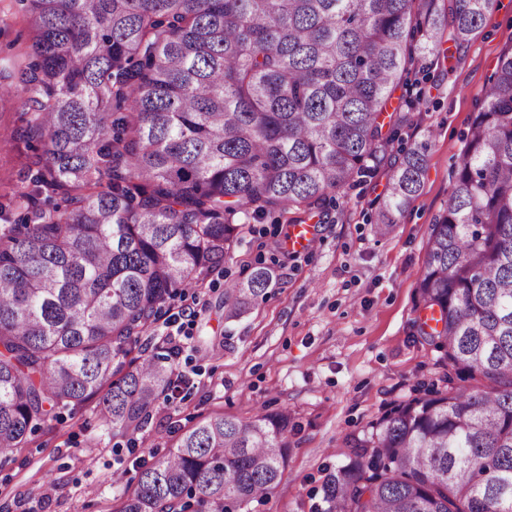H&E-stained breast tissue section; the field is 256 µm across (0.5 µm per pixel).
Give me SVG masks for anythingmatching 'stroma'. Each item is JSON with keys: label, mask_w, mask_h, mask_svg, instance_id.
Returning <instances> with one entry per match:
<instances>
[{"label": "stroma", "mask_w": 512, "mask_h": 512, "mask_svg": "<svg viewBox=\"0 0 512 512\" xmlns=\"http://www.w3.org/2000/svg\"><path fill=\"white\" fill-rule=\"evenodd\" d=\"M509 44L512 0H502L467 48L449 49L395 91L417 105L400 122L401 147L427 140L431 150L424 188L390 235L375 232L383 163L325 200L307 249L286 246L298 209L244 225L230 256L200 287L170 299L143 334L149 345L179 347L174 367L190 380L182 398L159 397L147 424L123 438L92 408L63 412L0 468V512H115L134 459L164 455L181 430L213 412L248 420L261 410L288 412L296 428L281 484L242 512H316L347 439L445 371L440 351L417 332L416 285L478 96ZM259 264L275 273L267 298L226 318V284Z\"/></svg>", "instance_id": "obj_1"}]
</instances>
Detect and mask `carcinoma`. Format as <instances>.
<instances>
[{
    "mask_svg": "<svg viewBox=\"0 0 512 512\" xmlns=\"http://www.w3.org/2000/svg\"><path fill=\"white\" fill-rule=\"evenodd\" d=\"M30 52L0 67L26 156L0 204V465L57 410L96 402L122 437L185 377L140 339L242 225L379 163L381 114L412 67L464 48L501 0H16ZM429 143L391 161L376 234L420 195ZM256 266L227 315L267 297ZM445 388L389 408L323 485L318 512H512V45L470 122L416 285ZM476 377L480 388L453 386ZM288 412H215L133 464L115 512H239L271 495Z\"/></svg>",
    "mask_w": 512,
    "mask_h": 512,
    "instance_id": "1",
    "label": "carcinoma"
}]
</instances>
